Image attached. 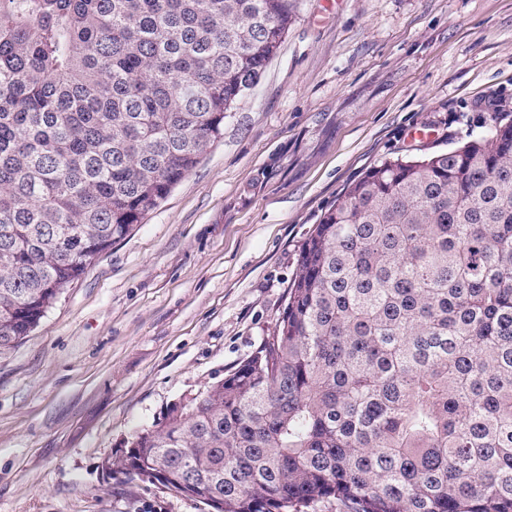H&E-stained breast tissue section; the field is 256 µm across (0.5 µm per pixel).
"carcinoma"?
Instances as JSON below:
<instances>
[{"label": "carcinoma", "instance_id": "1", "mask_svg": "<svg viewBox=\"0 0 512 512\" xmlns=\"http://www.w3.org/2000/svg\"><path fill=\"white\" fill-rule=\"evenodd\" d=\"M292 0H0V354L224 137ZM219 512H512V119L349 184L275 326L105 457Z\"/></svg>", "mask_w": 512, "mask_h": 512}]
</instances>
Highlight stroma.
I'll use <instances>...</instances> for the list:
<instances>
[{
  "mask_svg": "<svg viewBox=\"0 0 512 512\" xmlns=\"http://www.w3.org/2000/svg\"><path fill=\"white\" fill-rule=\"evenodd\" d=\"M498 112L512 0H296L223 139L0 356V512H210L101 462L257 348L349 183Z\"/></svg>",
  "mask_w": 512,
  "mask_h": 512,
  "instance_id": "35a3bbf8",
  "label": "stroma"
}]
</instances>
